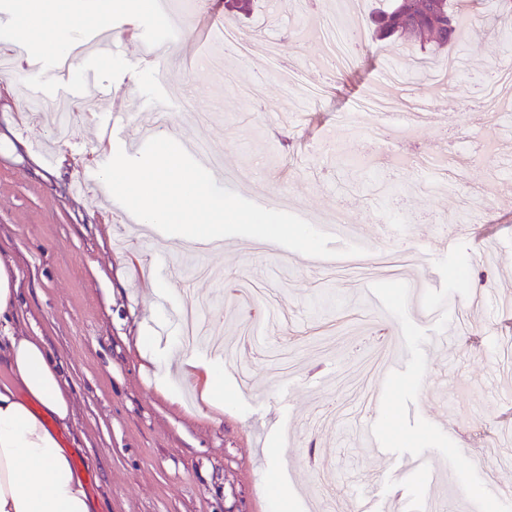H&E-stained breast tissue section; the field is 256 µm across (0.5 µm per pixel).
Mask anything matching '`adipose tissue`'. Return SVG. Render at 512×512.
<instances>
[{"label":"adipose tissue","instance_id":"adipose-tissue-1","mask_svg":"<svg viewBox=\"0 0 512 512\" xmlns=\"http://www.w3.org/2000/svg\"><path fill=\"white\" fill-rule=\"evenodd\" d=\"M119 0H29L24 36L48 58L69 51L78 24L111 19ZM14 263L0 254V512H106L92 499L86 472L62 446L76 421L65 359L42 336H18L21 316Z\"/></svg>","mask_w":512,"mask_h":512}]
</instances>
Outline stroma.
<instances>
[{"label":"stroma","mask_w":512,"mask_h":512,"mask_svg":"<svg viewBox=\"0 0 512 512\" xmlns=\"http://www.w3.org/2000/svg\"><path fill=\"white\" fill-rule=\"evenodd\" d=\"M108 22L122 48L114 66L88 55L95 87L85 89L71 133L59 140L45 113L23 117L20 99L39 87L58 97L81 84L73 71L52 77L15 69L16 95L0 97V248L20 281L22 320L16 335L38 334L61 354L76 397L84 454L96 469L93 490L110 492L112 512H346L352 500L375 498L381 512L414 498L470 512L482 498L494 512L512 501L488 484L512 485V105H482L477 79L512 69V20L496 0H459L466 29V72L453 83L394 85L388 66L419 55L416 47L364 39L352 68L329 71L323 44L298 29L335 13L366 24L380 0H317L310 14L297 0H268L245 19L217 0H193L178 34L159 59H146L136 37L151 0H128ZM246 31L249 58L225 57L204 44L209 24ZM297 62L315 99L284 103L276 59ZM257 94L243 98L239 88ZM401 98L407 120L362 109L370 93ZM141 97L133 132L217 150L223 174L240 196L266 197L276 210L304 214L328 230L337 247L365 252L322 265L278 244L228 237L220 251L194 252L111 212L95 186L73 190L93 153L105 144L98 123L105 106ZM436 147L450 159L445 178L419 186L400 166ZM485 211V223L469 221ZM389 223L396 234L377 237ZM414 255L401 274L380 253ZM166 292L155 296L154 284ZM210 300L208 342L183 346L170 326L185 290ZM448 345L418 354L440 329ZM250 335L224 360V403H208L197 374H177V361L208 358L212 343ZM150 336L156 361L138 339ZM408 349L391 381L383 431L389 452L373 448L359 417L363 394L384 381L368 359L392 338ZM426 452L436 479L425 485L399 474L402 458ZM278 473L287 505L270 492Z\"/></svg>","instance_id":"35a3bbf8"}]
</instances>
